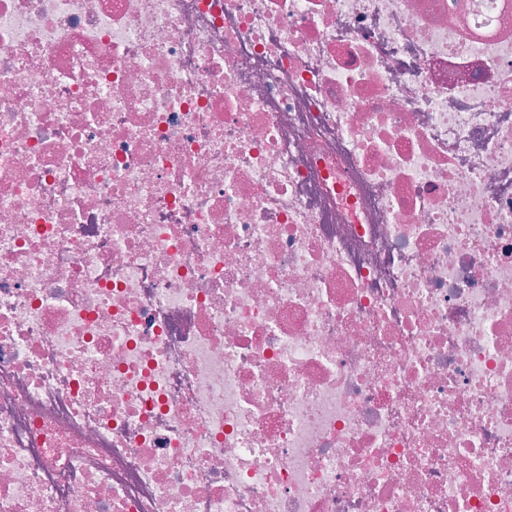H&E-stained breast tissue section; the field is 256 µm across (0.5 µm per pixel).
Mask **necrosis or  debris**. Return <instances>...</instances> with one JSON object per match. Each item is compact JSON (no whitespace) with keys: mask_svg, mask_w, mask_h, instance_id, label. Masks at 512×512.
I'll return each instance as SVG.
<instances>
[{"mask_svg":"<svg viewBox=\"0 0 512 512\" xmlns=\"http://www.w3.org/2000/svg\"><path fill=\"white\" fill-rule=\"evenodd\" d=\"M0 512H512V0H0Z\"/></svg>","mask_w":512,"mask_h":512,"instance_id":"4bbe7bcc","label":"necrosis or debris"}]
</instances>
